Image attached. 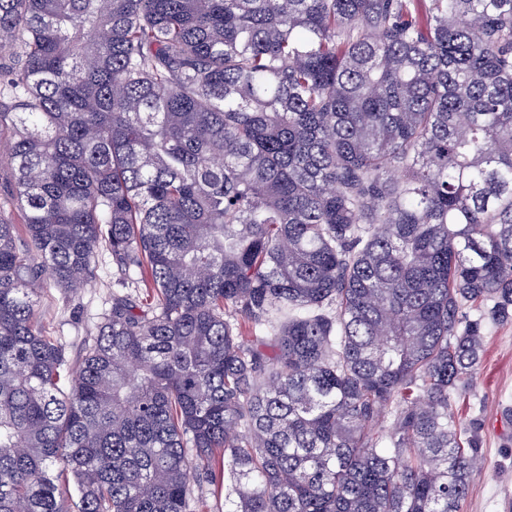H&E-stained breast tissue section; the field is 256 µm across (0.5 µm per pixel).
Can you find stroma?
Here are the masks:
<instances>
[{
	"mask_svg": "<svg viewBox=\"0 0 512 512\" xmlns=\"http://www.w3.org/2000/svg\"><path fill=\"white\" fill-rule=\"evenodd\" d=\"M118 274L107 250L99 252L96 280L77 295L44 289L38 317L48 335L77 359L86 336L109 307ZM460 427H477L482 461L463 512H512V321L488 325L482 364L473 386H461L452 400Z\"/></svg>",
	"mask_w": 512,
	"mask_h": 512,
	"instance_id": "obj_1",
	"label": "stroma"
}]
</instances>
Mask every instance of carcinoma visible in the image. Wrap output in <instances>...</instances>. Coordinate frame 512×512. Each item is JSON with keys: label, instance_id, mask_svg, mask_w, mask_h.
<instances>
[{"label": "carcinoma", "instance_id": "cac0c4a2", "mask_svg": "<svg viewBox=\"0 0 512 512\" xmlns=\"http://www.w3.org/2000/svg\"><path fill=\"white\" fill-rule=\"evenodd\" d=\"M0 143V512H189L227 474L224 512H462L512 0H0ZM102 246L149 293L72 373L37 296Z\"/></svg>", "mask_w": 512, "mask_h": 512}]
</instances>
